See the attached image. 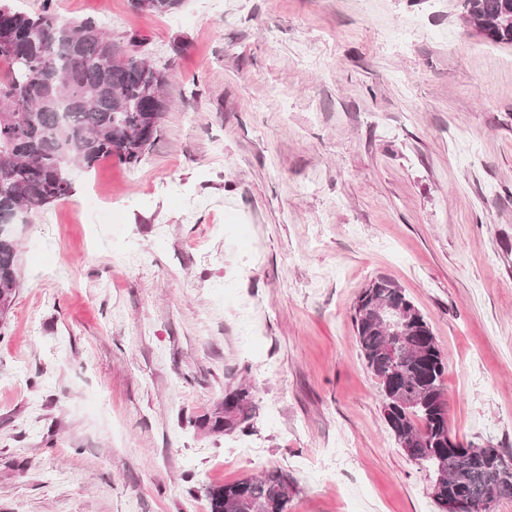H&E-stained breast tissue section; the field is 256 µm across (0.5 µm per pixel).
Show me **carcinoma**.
I'll return each instance as SVG.
<instances>
[{"instance_id":"carcinoma-1","label":"carcinoma","mask_w":512,"mask_h":512,"mask_svg":"<svg viewBox=\"0 0 512 512\" xmlns=\"http://www.w3.org/2000/svg\"><path fill=\"white\" fill-rule=\"evenodd\" d=\"M180 0H131L151 14H169ZM461 14L475 20L479 35L512 45V0H460ZM5 29L25 33L5 43L0 61V101L20 109L0 121V316L7 314L18 288V254L13 236L17 217L68 196L71 171L115 157L135 165L158 134L167 109L165 73L118 45L92 20L59 18L53 0L28 14L0 0ZM29 60L18 66L7 53ZM158 91L157 97L149 93ZM405 312L398 329L384 312ZM352 321L365 368L382 398V415L396 444L412 461L442 477L430 485L438 512L465 498L480 506L512 500V461L490 444L467 445L448 426L444 377L448 357L431 325L405 290L387 277L363 289ZM248 391L236 392L224 414L202 421L213 433L231 429L245 414ZM294 486L279 471L207 490L210 512H287Z\"/></svg>"}]
</instances>
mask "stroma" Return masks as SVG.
I'll use <instances>...</instances> for the list:
<instances>
[{
  "label": "stroma",
  "instance_id": "1",
  "mask_svg": "<svg viewBox=\"0 0 512 512\" xmlns=\"http://www.w3.org/2000/svg\"><path fill=\"white\" fill-rule=\"evenodd\" d=\"M55 4L138 36L171 106L138 165L75 168L14 227L0 512H209L271 470L288 512H436L355 338L380 276L448 357L452 435L512 455V46L458 0ZM248 391L240 390L236 392L233 405H224V416L215 414L212 417L205 418L201 427L207 428L213 433L224 432V429H231L238 423L241 415H245V409L248 405Z\"/></svg>",
  "mask_w": 512,
  "mask_h": 512
}]
</instances>
